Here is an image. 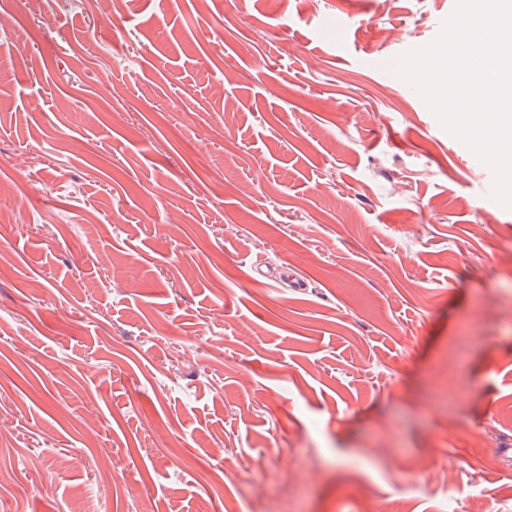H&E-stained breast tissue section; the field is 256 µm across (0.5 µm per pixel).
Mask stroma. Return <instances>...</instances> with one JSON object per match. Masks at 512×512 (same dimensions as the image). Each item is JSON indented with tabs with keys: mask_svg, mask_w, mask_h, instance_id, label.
Wrapping results in <instances>:
<instances>
[{
	"mask_svg": "<svg viewBox=\"0 0 512 512\" xmlns=\"http://www.w3.org/2000/svg\"><path fill=\"white\" fill-rule=\"evenodd\" d=\"M455 5L0 0L9 512H512V210L395 73Z\"/></svg>",
	"mask_w": 512,
	"mask_h": 512,
	"instance_id": "1",
	"label": "stroma"
}]
</instances>
